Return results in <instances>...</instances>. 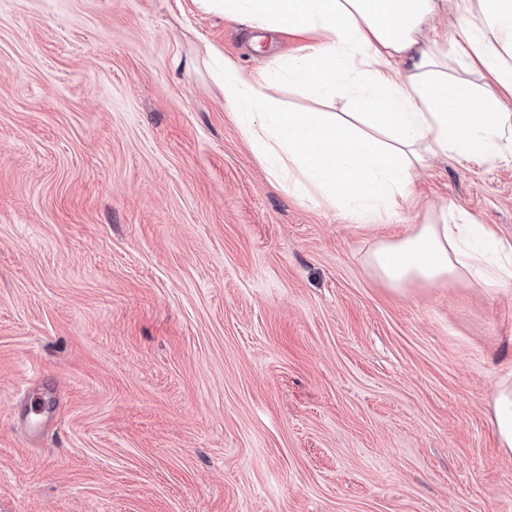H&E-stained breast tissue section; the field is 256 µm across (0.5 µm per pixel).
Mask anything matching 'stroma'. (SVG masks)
I'll list each match as a JSON object with an SVG mask.
<instances>
[{
    "label": "stroma",
    "mask_w": 512,
    "mask_h": 512,
    "mask_svg": "<svg viewBox=\"0 0 512 512\" xmlns=\"http://www.w3.org/2000/svg\"><path fill=\"white\" fill-rule=\"evenodd\" d=\"M210 45L300 43L191 0H0V512H512V284L369 263L449 207L512 242V157L434 158L361 222L273 178ZM491 424L500 448L505 454H512V381H501L491 401Z\"/></svg>",
    "instance_id": "1"
}]
</instances>
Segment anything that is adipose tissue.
<instances>
[{
    "label": "adipose tissue",
    "instance_id": "obj_1",
    "mask_svg": "<svg viewBox=\"0 0 512 512\" xmlns=\"http://www.w3.org/2000/svg\"><path fill=\"white\" fill-rule=\"evenodd\" d=\"M198 10L240 18L302 41L288 78L312 94L349 97L352 118L288 112L263 92L275 73L245 71L223 59L224 99L246 138L277 178L311 187L374 222L394 199L412 200L415 172L433 157L486 159L512 154V0H193ZM452 6L464 40L423 42L432 16ZM487 72L496 91L473 92L448 72L449 56ZM390 286L470 278L487 288L512 282V245L465 215L420 225L370 255ZM499 448L512 454V382L491 401Z\"/></svg>",
    "mask_w": 512,
    "mask_h": 512
}]
</instances>
